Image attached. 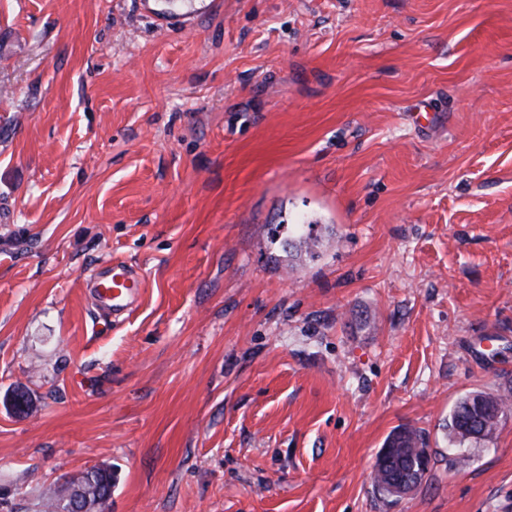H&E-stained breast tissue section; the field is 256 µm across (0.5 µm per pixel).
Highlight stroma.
I'll list each match as a JSON object with an SVG mask.
<instances>
[{"instance_id": "stroma-1", "label": "stroma", "mask_w": 512, "mask_h": 512, "mask_svg": "<svg viewBox=\"0 0 512 512\" xmlns=\"http://www.w3.org/2000/svg\"><path fill=\"white\" fill-rule=\"evenodd\" d=\"M162 7L0 0V512L102 464L105 512H512V415L445 429L512 387V0ZM94 292L104 307L114 313L125 311L142 288V280L124 263L112 266L108 276L94 280ZM506 391L498 396L474 391L462 397L448 416V437L459 445L492 437L504 416L512 411V389ZM383 448H391L386 459H391L388 467L392 473L400 477H410V471L415 464L414 474L418 475L415 486L417 487L422 483L431 463L430 451L425 458L423 467H421L420 461L417 460L422 449H429V437L425 431L409 426L401 427L386 438ZM395 448H400V451L397 452Z\"/></svg>"}]
</instances>
